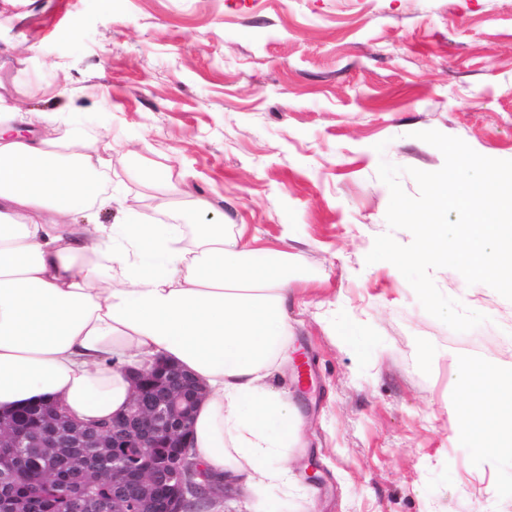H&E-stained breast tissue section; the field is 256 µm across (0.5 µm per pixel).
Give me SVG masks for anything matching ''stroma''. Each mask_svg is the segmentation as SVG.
Instances as JSON below:
<instances>
[{
  "label": "stroma",
  "mask_w": 512,
  "mask_h": 512,
  "mask_svg": "<svg viewBox=\"0 0 512 512\" xmlns=\"http://www.w3.org/2000/svg\"><path fill=\"white\" fill-rule=\"evenodd\" d=\"M0 80L111 139L104 187L141 223L287 238L290 361L267 384L295 420L293 468L261 495L238 486L228 512H512V431L492 452L463 436L457 368L512 371V301L434 270L488 317L457 333L365 262L378 235L412 241L388 227L380 161L444 164L417 132L512 160V0H0ZM165 170L209 209L156 210L139 174Z\"/></svg>",
  "instance_id": "stroma-1"
}]
</instances>
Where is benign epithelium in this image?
Returning <instances> with one entry per match:
<instances>
[{"label": "benign epithelium", "instance_id": "7a95c632", "mask_svg": "<svg viewBox=\"0 0 512 512\" xmlns=\"http://www.w3.org/2000/svg\"><path fill=\"white\" fill-rule=\"evenodd\" d=\"M132 387L126 409L112 416L101 448L112 456L82 460L112 478V512H187L185 505L197 495L233 496L232 483L195 459L191 431L204 387L176 364L157 357L151 363L128 368ZM44 423L35 432L15 428L8 413H0V512H32V503L10 494L19 470L20 448L89 447L94 428L57 414L59 402H44Z\"/></svg>", "mask_w": 512, "mask_h": 512}]
</instances>
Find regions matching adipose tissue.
Instances as JSON below:
<instances>
[{
	"instance_id": "ef3b65f1",
	"label": "adipose tissue",
	"mask_w": 512,
	"mask_h": 512,
	"mask_svg": "<svg viewBox=\"0 0 512 512\" xmlns=\"http://www.w3.org/2000/svg\"><path fill=\"white\" fill-rule=\"evenodd\" d=\"M112 142L8 103L0 92V413L54 399L82 420L125 408L126 367L162 356L206 387L194 424L202 463L255 488L283 482L295 432L288 403L266 385L292 330L297 278L286 246L220 224H142L127 199L103 194ZM116 224L81 223L91 202ZM489 415L460 411L465 434L493 449L512 428L500 371L459 366Z\"/></svg>"
}]
</instances>
